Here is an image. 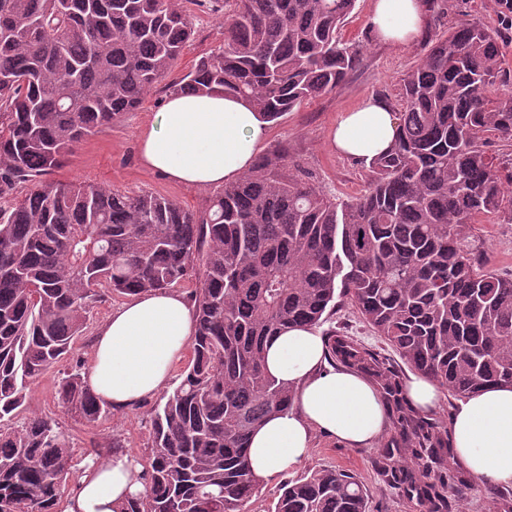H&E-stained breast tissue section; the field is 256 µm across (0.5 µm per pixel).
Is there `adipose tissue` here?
I'll return each mask as SVG.
<instances>
[{"instance_id":"adipose-tissue-1","label":"adipose tissue","mask_w":512,"mask_h":512,"mask_svg":"<svg viewBox=\"0 0 512 512\" xmlns=\"http://www.w3.org/2000/svg\"><path fill=\"white\" fill-rule=\"evenodd\" d=\"M427 19L425 0H373L370 27L380 43L409 46ZM268 124L244 98L220 92L173 96L140 138L145 168L184 184L212 186L236 181L253 165ZM397 135L390 105L377 97L342 113L328 134L330 146L362 162L388 151ZM196 331V312L174 289L134 296L100 326L86 372L98 400L125 409L157 394ZM270 375L295 393L288 411L268 417L252 434L248 460L273 481L308 457L312 434H332L353 448L373 444L385 418L377 386L346 369L327 368L320 333L295 327L267 344ZM450 437L455 458L477 480L512 482V386L487 388L460 401ZM142 468L117 451L85 468L58 512H119L142 494Z\"/></svg>"}]
</instances>
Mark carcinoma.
Masks as SVG:
<instances>
[{
	"mask_svg": "<svg viewBox=\"0 0 512 512\" xmlns=\"http://www.w3.org/2000/svg\"><path fill=\"white\" fill-rule=\"evenodd\" d=\"M224 39L173 94L219 90L270 123L334 90L360 64L339 38L356 0H215ZM183 0H0V198L64 167L76 143L139 104L193 36ZM495 32L473 22L428 40L400 80L399 132L369 163L368 187L337 201L279 147L190 212L150 192L48 184L0 208V512H54L79 462L123 448L91 442L75 456L51 419L18 420L30 383L59 364L110 294L172 288L202 267L191 360L151 413L144 494L125 512H252L261 479L250 435L290 409L293 391L265 366L267 341L320 328L349 301L411 369L456 398L512 385V278L484 269L469 245L481 217L512 223V94ZM331 363L374 381L394 405V456L442 470L397 471L443 506L455 475L442 427L407 407L386 358L334 331ZM60 399L92 425L104 406L80 366ZM274 512H368L363 485L334 468L288 480Z\"/></svg>",
	"mask_w": 512,
	"mask_h": 512,
	"instance_id": "carcinoma-1",
	"label": "carcinoma"
}]
</instances>
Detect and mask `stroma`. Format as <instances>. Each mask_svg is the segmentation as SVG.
Masks as SVG:
<instances>
[{"instance_id": "1", "label": "stroma", "mask_w": 512, "mask_h": 512, "mask_svg": "<svg viewBox=\"0 0 512 512\" xmlns=\"http://www.w3.org/2000/svg\"><path fill=\"white\" fill-rule=\"evenodd\" d=\"M372 0H357L356 7L339 31L343 42L359 47L361 63L336 90L320 95L304 104L298 111L285 114L269 127L265 150L283 146L289 159L299 162L313 176L314 182L337 200H350L364 193L368 169L334 151L327 135L339 115L355 109L368 96L375 95L389 104H396L400 80L419 61L421 44L391 48L377 42L369 29L368 17ZM194 37L189 47L173 65L167 82L180 80L202 55L208 54L224 38V20L207 7L189 8ZM471 22H481L496 30L502 46L505 75L502 81L489 88V95L512 91V12H502L496 0H455L454 8L440 21L441 28ZM170 93L164 87L155 89L142 103L123 113L112 125L84 137L75 147L68 164L45 175L48 183L86 182L102 185L123 193L150 191L179 203L193 212L203 210L215 195L212 187L201 188L170 181L146 170L139 158V138L149 129ZM472 241L485 267L501 276L512 275V223L486 220L476 225ZM123 296L112 295L96 304L89 315L87 329L73 345L71 353L30 386V413L55 419L69 435L76 452H83L90 440L120 438L131 448L140 462L149 459V411L152 400L123 412H113L88 426L71 415L56 394L60 372L75 362L89 363L93 352L96 327L114 308L121 305ZM327 328L349 336L366 348L380 353L395 364L401 379H408L410 368L359 317L347 303L338 305ZM401 440L397 414L386 409L385 423L378 439L368 447L352 448L336 437L321 431L314 432L308 458L292 469V476L305 471L333 467L355 475L365 486L370 512H430L429 503L419 494L394 486L380 463L385 447ZM448 467L464 480V489L449 487L445 512H489L512 503V484L476 480L459 462L449 461Z\"/></svg>"}]
</instances>
